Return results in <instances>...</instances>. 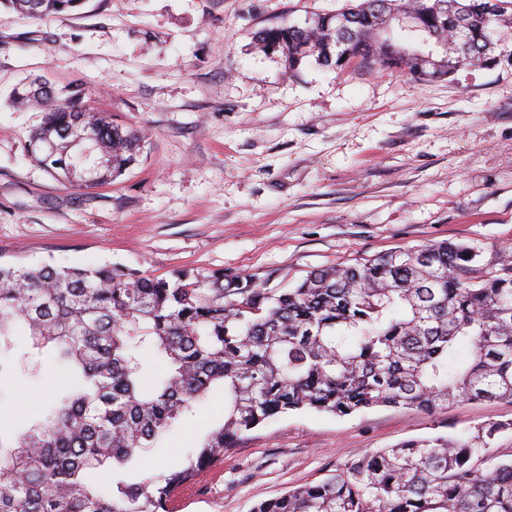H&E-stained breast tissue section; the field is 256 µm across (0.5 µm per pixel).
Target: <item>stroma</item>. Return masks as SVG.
I'll use <instances>...</instances> for the list:
<instances>
[{
    "label": "stroma",
    "mask_w": 512,
    "mask_h": 512,
    "mask_svg": "<svg viewBox=\"0 0 512 512\" xmlns=\"http://www.w3.org/2000/svg\"><path fill=\"white\" fill-rule=\"evenodd\" d=\"M347 0H84L34 20L0 5V260L112 263L250 278L282 291L311 271L440 241L512 263V62L423 81L353 62L289 74L259 30L305 24ZM85 86L97 110L144 131L136 162L73 189L30 162L41 113L12 105L25 80ZM0 355V435L36 422L60 378L29 337ZM224 417L216 387L141 455L180 463ZM511 423L512 401L427 412L311 410L247 433L178 488L170 512H252L378 449Z\"/></svg>",
    "instance_id": "35a3bbf8"
}]
</instances>
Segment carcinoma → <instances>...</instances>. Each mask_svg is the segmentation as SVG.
<instances>
[{
    "label": "carcinoma",
    "instance_id": "cac0c4a2",
    "mask_svg": "<svg viewBox=\"0 0 512 512\" xmlns=\"http://www.w3.org/2000/svg\"><path fill=\"white\" fill-rule=\"evenodd\" d=\"M82 0H0L36 19ZM336 16L265 28L256 46L278 48L288 72L313 60H349L451 77L504 58L494 40L512 29L502 0H356ZM417 16L419 40L393 26ZM466 21L465 35L456 21ZM80 86L31 83L17 93L44 112L27 152L63 183L112 182L142 136L89 107ZM81 135L87 145H74ZM51 346L65 387L43 419L0 440V512H167L245 434L293 410L347 416L377 406L432 411L459 400L512 401V266L449 241L316 270L273 293L250 280L180 270L154 277L119 265L0 263V352L17 327ZM469 344L471 356L458 358ZM216 386L224 420L186 463L157 477L125 470ZM489 423L379 449L329 479L260 502L255 512H512V460L486 459L502 431ZM112 466V488L91 483Z\"/></svg>",
    "mask_w": 512,
    "mask_h": 512
}]
</instances>
